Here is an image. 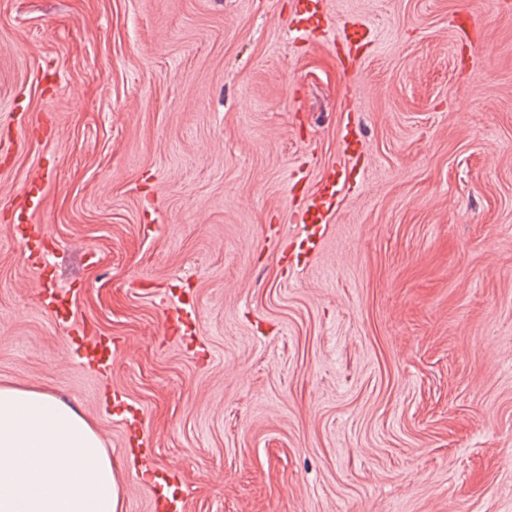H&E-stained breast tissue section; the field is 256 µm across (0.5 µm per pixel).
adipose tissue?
Here are the masks:
<instances>
[{
	"mask_svg": "<svg viewBox=\"0 0 512 512\" xmlns=\"http://www.w3.org/2000/svg\"><path fill=\"white\" fill-rule=\"evenodd\" d=\"M0 512H121L111 455L47 391L0 386Z\"/></svg>",
	"mask_w": 512,
	"mask_h": 512,
	"instance_id": "obj_1",
	"label": "adipose tissue"
}]
</instances>
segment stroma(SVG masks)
I'll list each match as a JSON object with an SVG mask.
<instances>
[{
	"label": "stroma",
	"mask_w": 512,
	"mask_h": 512,
	"mask_svg": "<svg viewBox=\"0 0 512 512\" xmlns=\"http://www.w3.org/2000/svg\"><path fill=\"white\" fill-rule=\"evenodd\" d=\"M323 2L309 44L292 0H0V143L49 127L0 151V385L92 424L122 512L158 473L184 512H512V8ZM347 180V168L332 169L322 179L319 189L307 196L303 205L295 211L293 221L301 224L304 237L299 242L300 250L307 256L315 255L323 243V228L336 207L338 186Z\"/></svg>",
	"instance_id": "1"
}]
</instances>
